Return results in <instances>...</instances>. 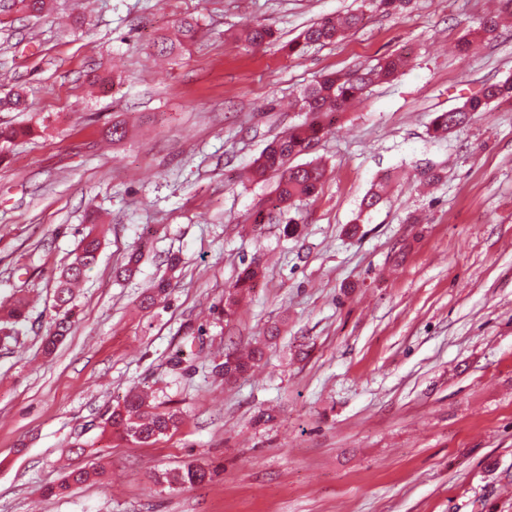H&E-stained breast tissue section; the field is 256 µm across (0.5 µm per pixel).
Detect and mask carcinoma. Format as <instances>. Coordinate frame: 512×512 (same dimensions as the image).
Instances as JSON below:
<instances>
[{"label": "carcinoma", "instance_id": "obj_1", "mask_svg": "<svg viewBox=\"0 0 512 512\" xmlns=\"http://www.w3.org/2000/svg\"><path fill=\"white\" fill-rule=\"evenodd\" d=\"M362 21L361 14L351 12L338 21L326 16L307 27L289 46V52L299 54L312 45H324L336 41L345 31L353 29ZM499 29L498 17L482 19L473 30L472 37L492 40ZM198 34V23L194 19H183L178 25L176 38H160L161 51L173 52L184 50L193 43ZM241 39L250 45H261L276 39V32L263 25L246 28ZM406 65V58L401 55L388 56L372 68H357L348 71L328 73L314 84L303 90L297 100L299 110L305 118L288 128V132L274 138L253 162L252 177L264 181L268 176L276 178L274 196L259 205L248 215L249 223L274 224L282 222L283 215L290 211L295 202L303 197L317 193L325 177V168L319 162L302 165H290L294 156L308 152L321 137L326 134L336 120V113L347 104L364 96L368 87L376 82L395 77ZM502 99H512V81L492 83L469 97L461 106L447 112L439 113L433 121V130L440 135L448 134L468 125L472 115L483 112L487 107ZM102 241L98 235L89 232L79 242L71 263L61 272L55 289V308L57 317L43 339V350L52 353L70 333L73 325V308L71 307L72 286L83 279L86 272L98 261ZM264 277V270L258 264L250 263L238 274L233 285L224 295V304L220 314L230 321L236 314L238 297L250 292L257 282ZM170 288V281L162 278L151 283L147 289L145 302L152 306ZM27 320L26 302L18 299L0 315V341L12 338L15 326ZM233 366L219 364L215 371L224 376V381L232 382L248 374L257 360L262 357V349L255 348L246 356L230 354ZM181 423L176 411L157 412L150 410L147 397L140 391L133 390L126 395L123 402L112 408L105 425L112 435L131 443H149L177 429ZM97 470L76 469L68 472L61 483L47 489V495L63 494L74 485H81L95 480ZM211 478V472L193 462L162 473V482L175 489L186 485H197Z\"/></svg>", "mask_w": 512, "mask_h": 512}]
</instances>
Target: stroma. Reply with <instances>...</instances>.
I'll list each match as a JSON object with an SVG mask.
<instances>
[{"instance_id":"obj_1","label":"stroma","mask_w":512,"mask_h":512,"mask_svg":"<svg viewBox=\"0 0 512 512\" xmlns=\"http://www.w3.org/2000/svg\"><path fill=\"white\" fill-rule=\"evenodd\" d=\"M501 8L50 0L42 18L0 10V97L25 99L0 125L33 129L0 144V302H31L0 344V512H512V104L431 133L438 113L512 79V14L497 40L457 50ZM353 10L364 19L342 40L289 54L313 22ZM187 16L196 40L160 56L159 37ZM253 24L276 41H240ZM390 55L406 67L301 155L326 174L293 225L248 224L275 182L243 173L303 120L289 102L323 74ZM96 74L111 83L89 87ZM115 122L129 129L116 143ZM429 166L441 180L426 183ZM381 182L382 201L361 212ZM91 228L99 260L74 293L71 335L45 354L56 281ZM172 254L182 258L173 272ZM253 261L264 277L224 321V293ZM163 277L167 295L142 308ZM273 326L249 375L214 374L225 352ZM134 388L179 411V428L144 445L104 433ZM187 461L213 479L159 483ZM93 467L96 481L46 496L66 471Z\"/></svg>"}]
</instances>
